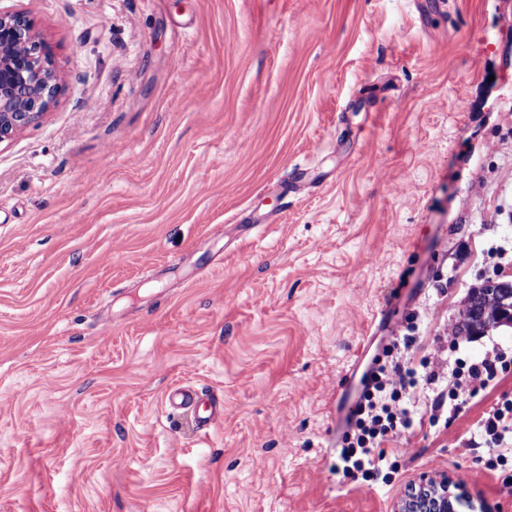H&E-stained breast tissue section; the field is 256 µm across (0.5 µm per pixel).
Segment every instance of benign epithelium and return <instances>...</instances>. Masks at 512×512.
Returning <instances> with one entry per match:
<instances>
[{"mask_svg":"<svg viewBox=\"0 0 512 512\" xmlns=\"http://www.w3.org/2000/svg\"><path fill=\"white\" fill-rule=\"evenodd\" d=\"M62 83L53 52L34 22L21 13H0V143L48 112ZM454 489L447 474H423L410 485L399 512H455Z\"/></svg>","mask_w":512,"mask_h":512,"instance_id":"1","label":"benign epithelium"}]
</instances>
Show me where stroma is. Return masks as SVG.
<instances>
[{"label":"stroma","mask_w":512,"mask_h":512,"mask_svg":"<svg viewBox=\"0 0 512 512\" xmlns=\"http://www.w3.org/2000/svg\"><path fill=\"white\" fill-rule=\"evenodd\" d=\"M0 11L64 76L0 143V512H396L424 473L512 512L451 446L487 398L386 444L392 485L336 472L406 315L450 337L512 281V0ZM177 385L223 420L198 433ZM174 410L190 416L199 432L207 433L224 418V406L213 395H205L193 387L174 386L164 396Z\"/></svg>","instance_id":"stroma-1"}]
</instances>
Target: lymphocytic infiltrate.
I'll list each match as a JSON object with an SVG mask.
<instances>
[{
    "label": "lymphocytic infiltrate",
    "mask_w": 512,
    "mask_h": 512,
    "mask_svg": "<svg viewBox=\"0 0 512 512\" xmlns=\"http://www.w3.org/2000/svg\"><path fill=\"white\" fill-rule=\"evenodd\" d=\"M406 323L405 334L393 337L374 357L362 380L341 442L343 476L360 489L391 482L397 465L385 443L403 440L426 423L451 425L474 397L492 393V406L453 445L501 481L512 480V398L496 393L512 376V352L495 345L473 358L461 354L457 342L439 338L431 356L416 365L412 355L421 345L417 316H408Z\"/></svg>",
    "instance_id": "obj_1"
}]
</instances>
